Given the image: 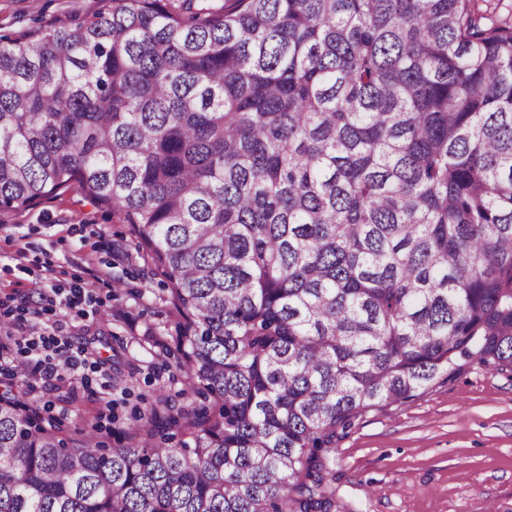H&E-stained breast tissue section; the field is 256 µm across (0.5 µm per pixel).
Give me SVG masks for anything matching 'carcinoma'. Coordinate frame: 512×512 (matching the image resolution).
<instances>
[{
	"label": "carcinoma",
	"instance_id": "cac0c4a2",
	"mask_svg": "<svg viewBox=\"0 0 512 512\" xmlns=\"http://www.w3.org/2000/svg\"><path fill=\"white\" fill-rule=\"evenodd\" d=\"M105 2L0 37V210L132 225L211 407L105 453L2 396L0 512H331L360 415L512 371V9Z\"/></svg>",
	"mask_w": 512,
	"mask_h": 512
}]
</instances>
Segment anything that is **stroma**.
Listing matches in <instances>:
<instances>
[{
	"instance_id": "stroma-1",
	"label": "stroma",
	"mask_w": 512,
	"mask_h": 512,
	"mask_svg": "<svg viewBox=\"0 0 512 512\" xmlns=\"http://www.w3.org/2000/svg\"><path fill=\"white\" fill-rule=\"evenodd\" d=\"M101 0H0V35L82 18ZM85 289L84 307L56 309L75 345L98 371L88 384L50 386L39 377L0 375V394H19L62 422L68 435L94 431L126 443L138 412L160 409L159 432L208 407L184 391L176 338L185 323L170 284L138 252L131 225L86 201L78 186L37 204L0 210V299L34 287ZM111 375V395L98 381ZM329 470L341 512H512V374L465 367L415 399L371 410L340 434Z\"/></svg>"
}]
</instances>
